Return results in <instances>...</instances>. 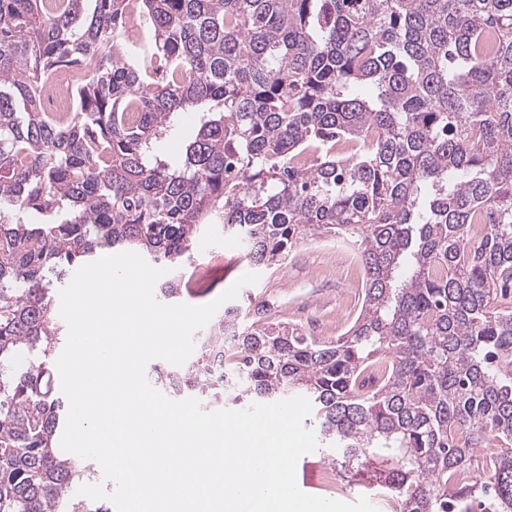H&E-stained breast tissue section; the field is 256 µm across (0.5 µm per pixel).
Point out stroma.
Here are the masks:
<instances>
[{"label":"stroma","instance_id":"stroma-1","mask_svg":"<svg viewBox=\"0 0 512 512\" xmlns=\"http://www.w3.org/2000/svg\"><path fill=\"white\" fill-rule=\"evenodd\" d=\"M251 271L259 280L245 290L267 303L271 319L321 339L340 336L362 303L363 272L351 244L317 238L294 250L286 264L255 270L241 241L218 226L198 239L180 300L195 306L212 302Z\"/></svg>","mask_w":512,"mask_h":512}]
</instances>
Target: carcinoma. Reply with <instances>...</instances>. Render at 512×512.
<instances>
[{"label": "carcinoma", "instance_id": "1", "mask_svg": "<svg viewBox=\"0 0 512 512\" xmlns=\"http://www.w3.org/2000/svg\"><path fill=\"white\" fill-rule=\"evenodd\" d=\"M61 65L65 118L41 96ZM214 224L254 266L354 243L362 306L320 339L248 295L155 389L305 396L331 464L397 512H512V0H0V512H111L58 451L51 289L131 249L175 299Z\"/></svg>", "mask_w": 512, "mask_h": 512}]
</instances>
